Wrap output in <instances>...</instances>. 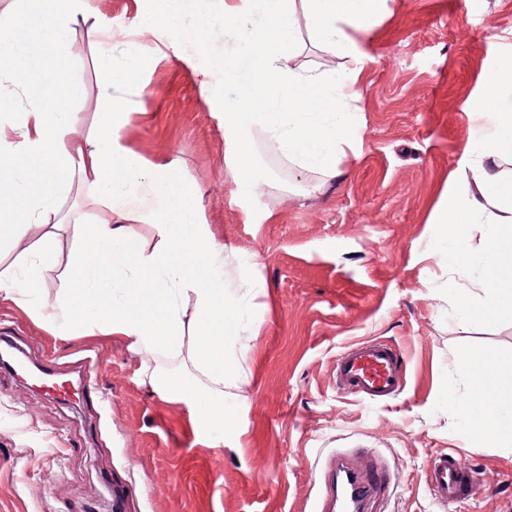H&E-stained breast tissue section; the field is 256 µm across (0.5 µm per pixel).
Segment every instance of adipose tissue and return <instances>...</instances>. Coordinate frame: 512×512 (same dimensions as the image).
<instances>
[{
  "label": "adipose tissue",
  "instance_id": "ef3b65f1",
  "mask_svg": "<svg viewBox=\"0 0 512 512\" xmlns=\"http://www.w3.org/2000/svg\"><path fill=\"white\" fill-rule=\"evenodd\" d=\"M381 0H220L224 14V79L237 88L225 102L210 87L206 100L224 114L230 169L239 188L248 177L254 145L264 138L297 172L323 178L339 175V161L355 148L352 103L367 57L350 35L368 31ZM29 14L17 23L0 12V242L22 239L30 225L41 235L34 248L50 262L59 235L72 232L78 244L54 302L41 301L35 280L20 279L0 266V294L36 303L58 335L80 331L125 338L137 351L187 356L197 388L177 389L170 378L150 377L158 392L184 403L208 446L233 433L224 408V389L235 384L249 356L244 313L254 285L225 277L230 252L199 218L197 190L178 177L172 164L149 166L121 142L119 130L145 87L139 73L145 50L139 36L123 39V54L101 52L97 66L106 79L98 89L103 112L80 142L72 104L83 88L64 81L72 23H95L87 0H26ZM349 60L343 70L303 60L305 48ZM512 50L503 53L474 103L477 117H493L470 163L457 175L462 196L449 197L439 223L455 226L463 246L472 225L491 231L479 259L478 276L457 290L455 304L471 321H486L512 308ZM89 188L110 218L85 223L61 212L60 195ZM153 227L157 241L142 246L138 225ZM192 344H185V336ZM473 375L467 394L454 397L462 420L473 431L472 445L488 440L512 446V361L493 353L463 356Z\"/></svg>",
  "mask_w": 512,
  "mask_h": 512
}]
</instances>
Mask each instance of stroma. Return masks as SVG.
I'll return each instance as SVG.
<instances>
[{
	"label": "stroma",
	"mask_w": 512,
	"mask_h": 512,
	"mask_svg": "<svg viewBox=\"0 0 512 512\" xmlns=\"http://www.w3.org/2000/svg\"><path fill=\"white\" fill-rule=\"evenodd\" d=\"M102 26H158L149 0H89ZM181 54L149 51L143 105L129 112L123 144L148 164L176 161L202 195L200 218L232 246L229 269L261 287L259 322L237 385L224 405L236 434L207 446L183 404L154 391L152 372L183 388L196 372L183 357L136 353L118 336H56L32 305L0 296V333L26 355L78 381L94 365V402L66 400L0 369V512H110L105 480L134 489L129 512H313L316 486L334 452L360 467L380 463L396 477L368 512H442L426 484L436 455H453L481 488L453 512H512V447L471 446L451 398L468 378L456 358L482 349L512 359V313L476 324L455 308L484 247L473 231L466 259L444 257L447 231L435 216L457 193L456 172L480 138L472 115L497 57L512 47V0H384L356 40L369 61L358 86L355 137L342 177L295 173L258 141L252 178L239 189L229 171L224 116L199 94L208 84L234 99L224 80V15L217 0H186L175 21ZM205 44H198L199 33ZM90 26H71L66 76L85 89L74 107L84 124L99 110ZM76 242L62 235L53 265L39 269L54 299ZM376 341L406 357L403 388L382 400L337 391L336 359Z\"/></svg>",
	"instance_id": "stroma-1"
}]
</instances>
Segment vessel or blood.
I'll list each match as a JSON object with an SVG mask.
<instances>
[{
	"label": "vessel or blood",
	"instance_id": "1",
	"mask_svg": "<svg viewBox=\"0 0 512 512\" xmlns=\"http://www.w3.org/2000/svg\"><path fill=\"white\" fill-rule=\"evenodd\" d=\"M403 360L397 350L383 343L349 346L336 362V382L343 394L359 399L393 393L400 384ZM383 474L369 478L350 474L343 459H334L316 497L315 512H356L363 499L380 496ZM428 488L441 505H449L476 488L472 472L448 454L436 456L428 468Z\"/></svg>",
	"mask_w": 512,
	"mask_h": 512
}]
</instances>
